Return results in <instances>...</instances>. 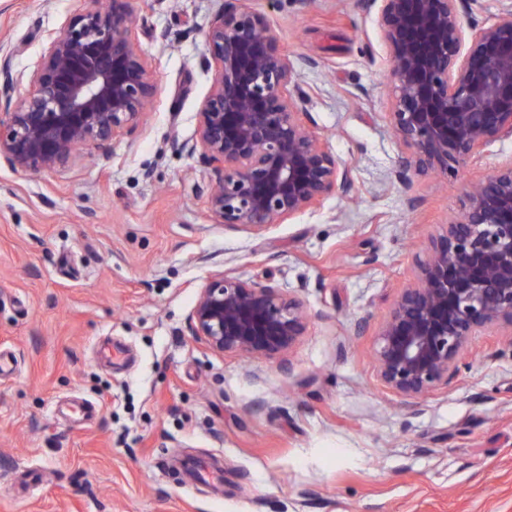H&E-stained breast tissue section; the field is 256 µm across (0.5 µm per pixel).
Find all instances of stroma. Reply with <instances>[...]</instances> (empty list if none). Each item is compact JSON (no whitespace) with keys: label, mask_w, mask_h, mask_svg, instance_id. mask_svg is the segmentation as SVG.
<instances>
[{"label":"stroma","mask_w":512,"mask_h":512,"mask_svg":"<svg viewBox=\"0 0 512 512\" xmlns=\"http://www.w3.org/2000/svg\"><path fill=\"white\" fill-rule=\"evenodd\" d=\"M365 0H246L314 93L306 105L353 186L256 234L207 208L188 152L221 0H132L158 91L108 152L62 172L0 165V512H512V344L472 337L416 404L373 347L413 254L464 185L512 160L497 140L456 175L389 183L386 48ZM85 0H0V55L28 78ZM271 280L310 321L278 360L218 355L188 315L212 275ZM118 352L115 360L105 350ZM88 403L92 417L75 415Z\"/></svg>","instance_id":"stroma-1"}]
</instances>
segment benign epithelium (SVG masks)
<instances>
[{
  "mask_svg": "<svg viewBox=\"0 0 512 512\" xmlns=\"http://www.w3.org/2000/svg\"><path fill=\"white\" fill-rule=\"evenodd\" d=\"M49 38L11 105L17 77L0 56V163L61 171L92 146L133 134L157 85L133 37L129 0H99ZM477 0H367L387 49L388 121L405 148L390 181L446 174L491 142L512 138V0L490 24L463 17ZM215 70L195 141L211 171L207 206L229 228L262 232L352 186V168L329 151L306 111L309 91L267 16L224 0L208 24ZM414 279L380 324V383L414 402L458 374L472 337H512V161L463 192L462 209L413 257ZM302 300L271 281L232 272L200 288L192 338L217 354L270 359L304 335Z\"/></svg>",
  "mask_w": 512,
  "mask_h": 512,
  "instance_id": "benign-epithelium-1",
  "label": "benign epithelium"
}]
</instances>
